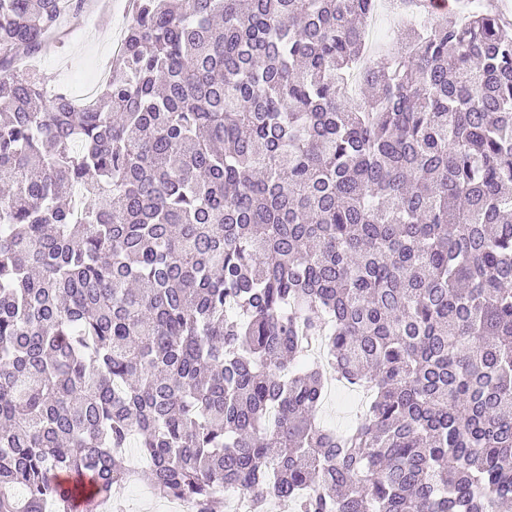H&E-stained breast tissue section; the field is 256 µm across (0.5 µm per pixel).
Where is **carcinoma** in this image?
Wrapping results in <instances>:
<instances>
[{
    "instance_id": "carcinoma-1",
    "label": "carcinoma",
    "mask_w": 512,
    "mask_h": 512,
    "mask_svg": "<svg viewBox=\"0 0 512 512\" xmlns=\"http://www.w3.org/2000/svg\"><path fill=\"white\" fill-rule=\"evenodd\" d=\"M131 2L83 101L26 62L87 0H0V512H98L132 439L187 512L512 504V22ZM386 0H380L379 9L375 18L373 19L372 30H373V39H375L376 32L381 28H386V32L390 41L396 39L399 34L400 26H398L397 21L394 18L393 13L387 11L388 6L385 3ZM354 389L340 383L335 395L327 396L320 411L321 420L326 426L343 431L357 421L363 409Z\"/></svg>"
}]
</instances>
